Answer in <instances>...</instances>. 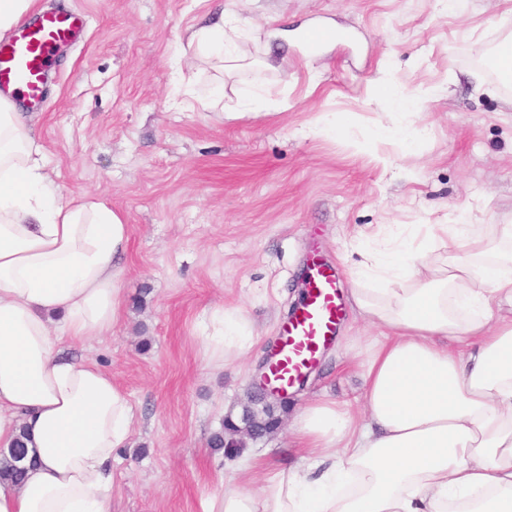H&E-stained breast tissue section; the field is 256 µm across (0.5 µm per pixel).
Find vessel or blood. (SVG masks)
Here are the masks:
<instances>
[{
	"mask_svg": "<svg viewBox=\"0 0 512 512\" xmlns=\"http://www.w3.org/2000/svg\"><path fill=\"white\" fill-rule=\"evenodd\" d=\"M81 23V18L72 14L45 12L7 42H0V89L13 90L31 102L39 101L53 49L68 41ZM344 37V32L315 27L304 33L302 41L307 48L315 49ZM342 313L335 272L326 264L312 263L307 296L282 327L267 382L285 391L305 377L322 348L333 340Z\"/></svg>",
	"mask_w": 512,
	"mask_h": 512,
	"instance_id": "obj_1",
	"label": "vessel or blood"
}]
</instances>
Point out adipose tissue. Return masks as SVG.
Here are the masks:
<instances>
[{
	"label": "adipose tissue",
	"mask_w": 512,
	"mask_h": 512,
	"mask_svg": "<svg viewBox=\"0 0 512 512\" xmlns=\"http://www.w3.org/2000/svg\"><path fill=\"white\" fill-rule=\"evenodd\" d=\"M234 16L195 29L204 55L239 63ZM21 113L0 101V449L25 434L20 481L0 512H110L112 454L135 412L111 374L69 345L111 332L129 227L105 202H62ZM350 302L379 330L352 403L298 411L301 465L272 483L239 465L202 512H512V254L481 225L402 224L357 239ZM257 336L241 309L206 338L204 360L240 357Z\"/></svg>",
	"instance_id": "ef3b65f1"
}]
</instances>
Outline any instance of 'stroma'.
I'll return each instance as SVG.
<instances>
[{"instance_id": "35a3bbf8", "label": "stroma", "mask_w": 512, "mask_h": 512, "mask_svg": "<svg viewBox=\"0 0 512 512\" xmlns=\"http://www.w3.org/2000/svg\"><path fill=\"white\" fill-rule=\"evenodd\" d=\"M35 0L32 12L79 15L56 48L32 134L63 200L104 201L129 226L125 307L106 337L75 342L125 391L135 424L114 457L110 512H201L217 474L256 456L294 465L289 425L307 401L349 400L344 369L377 331L345 310L336 343L287 395L281 425L234 455L209 446L248 402L278 328L302 290L311 251L338 273L361 255L353 238L381 224L484 225L499 249L512 225V91L485 64L512 42V0ZM235 12L251 61L225 72L196 61L191 30ZM316 25L349 33L307 53ZM287 31L271 39L270 28ZM186 65L174 68L177 59ZM387 74L421 103L406 121L426 128L405 149L373 158L375 125L390 107L369 102ZM223 87L224 97L211 96ZM266 108L239 113L244 95ZM192 99L186 109L173 101ZM330 112L359 115L341 134ZM244 309L259 344L236 362L206 364L216 311Z\"/></svg>"}]
</instances>
